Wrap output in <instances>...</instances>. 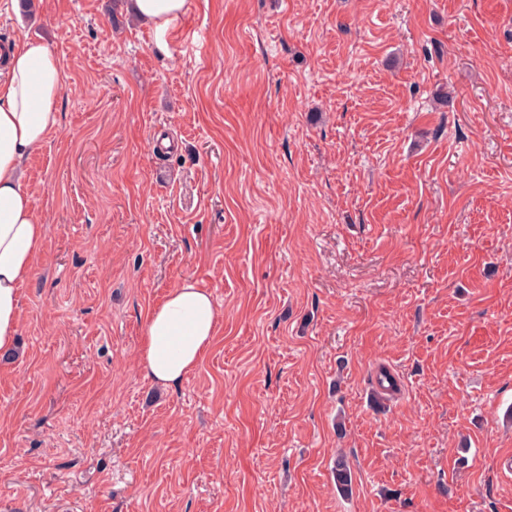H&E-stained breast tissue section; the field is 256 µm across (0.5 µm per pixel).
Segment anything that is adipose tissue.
I'll use <instances>...</instances> for the list:
<instances>
[{
  "label": "adipose tissue",
  "mask_w": 512,
  "mask_h": 512,
  "mask_svg": "<svg viewBox=\"0 0 512 512\" xmlns=\"http://www.w3.org/2000/svg\"><path fill=\"white\" fill-rule=\"evenodd\" d=\"M129 9L153 27L162 47L187 0H130ZM63 83L59 57L39 39L16 43L0 63V354L14 348L20 289L33 274L47 234L22 165L58 128ZM217 323L211 294L193 280L171 290L147 318L138 359L145 377L166 387L181 384L211 345Z\"/></svg>",
  "instance_id": "1"
}]
</instances>
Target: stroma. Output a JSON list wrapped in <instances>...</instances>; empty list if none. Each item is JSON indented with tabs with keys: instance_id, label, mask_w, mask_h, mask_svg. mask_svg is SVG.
I'll use <instances>...</instances> for the list:
<instances>
[{
	"instance_id": "obj_1",
	"label": "stroma",
	"mask_w": 512,
	"mask_h": 512,
	"mask_svg": "<svg viewBox=\"0 0 512 512\" xmlns=\"http://www.w3.org/2000/svg\"><path fill=\"white\" fill-rule=\"evenodd\" d=\"M27 37L64 86L0 512H512V0H188L163 51L126 0H0ZM187 279L219 324L163 388ZM212 295L191 280L171 290L149 314L138 364L145 377L173 387L198 366L217 331Z\"/></svg>"
}]
</instances>
